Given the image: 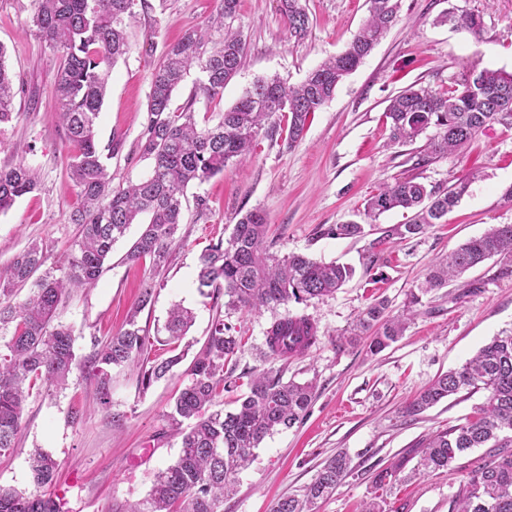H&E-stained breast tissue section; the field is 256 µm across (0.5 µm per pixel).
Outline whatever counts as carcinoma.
I'll return each mask as SVG.
<instances>
[{
	"mask_svg": "<svg viewBox=\"0 0 512 512\" xmlns=\"http://www.w3.org/2000/svg\"><path fill=\"white\" fill-rule=\"evenodd\" d=\"M237 3L216 0L206 26L188 30L168 46L151 73L148 122L136 146L140 158L151 161V170L136 183L114 186L106 160L120 151L121 142H113L108 154H103L96 142V123L111 69L127 52L128 21L135 15L137 0H31L30 27L61 57L54 112L74 147L69 177L82 204L71 221L81 226V233L74 250L57 267L59 274L48 271L34 278L45 263L43 249L35 243L14 258L0 287V452L14 447L28 399L65 389L76 370L95 380L103 405L109 403L114 367L139 369L144 387L176 372L188 355L189 348L181 342L193 315L174 305L165 325L168 356H146V333L137 317L154 298V282L143 284L126 328L95 342L83 361L76 356L71 328L55 321L63 297L72 288L96 283L114 243L141 214L148 215L149 222L126 260L148 257L155 267L163 266L183 220L186 189L250 157L259 130L267 124L273 132L285 127L290 145L302 137L309 117L333 98L341 82L371 54L396 23L401 6V0H370L368 19L343 52L296 86L277 77L256 79L236 104L219 113L215 124L201 127L195 103L223 98L224 87L246 58V40L233 28ZM279 10L292 37L307 36L310 18L302 0H279ZM457 26L478 36L483 22L480 15L466 13L457 18ZM5 56L0 45V124L12 120L16 97L14 75ZM194 68L202 74L197 88L183 107L172 109L175 90ZM385 117L390 119V140L397 144L412 143L427 129L434 130L418 162L448 156L493 124L512 126V73L485 68L443 92L409 86L389 100ZM468 184L469 178L464 177L443 189L414 178L383 185L367 200L364 215L375 221L386 212L402 209L411 218L404 224L377 228L379 236L369 243V257L391 240L413 238L440 223L459 203ZM39 186V174L23 161L0 168V213ZM324 234L355 238L363 236L365 228L351 222L330 226ZM495 256L512 258V224L489 228L434 264L425 282L410 291L402 313L389 315L385 299L369 305L358 316L351 335L340 336L337 342L342 346L367 335L369 352H381L403 335L423 295ZM199 263V287L224 293V306L234 311L320 300L336 293L354 275V268L347 264L271 252L268 224L259 209L242 215L228 239L208 245ZM32 279L35 288L25 301L13 302V287ZM319 341L310 317L279 315L265 330V357L283 361L300 356ZM244 346L234 327L220 316L214 319L206 342L191 361L188 383L165 414L169 431L181 437L178 458L157 475L148 496L130 512H221L224 498L234 492L236 476L249 465L254 449L306 416L316 385L285 382L271 369L251 373L235 410L214 409L224 393L238 388L234 372ZM481 390L484 401L464 422L414 444L420 455L418 465L428 472L449 470L466 452L485 448L487 452L455 494L452 512H512V329L493 337L459 368L437 375L405 405L402 414L417 416L451 396ZM29 466L36 487L54 483L58 463L51 454L34 450ZM403 470L404 463L397 461L372 474L374 497L364 512H385L383 495L401 482ZM348 473L349 459L339 453L317 471L301 496L276 500L270 512H316L317 504ZM0 512H60V507L44 494L0 485Z\"/></svg>",
	"mask_w": 512,
	"mask_h": 512,
	"instance_id": "1",
	"label": "carcinoma"
}]
</instances>
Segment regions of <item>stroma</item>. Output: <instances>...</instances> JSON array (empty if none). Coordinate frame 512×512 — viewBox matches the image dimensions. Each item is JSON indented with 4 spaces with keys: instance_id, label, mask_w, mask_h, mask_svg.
I'll return each mask as SVG.
<instances>
[{
    "instance_id": "stroma-1",
    "label": "stroma",
    "mask_w": 512,
    "mask_h": 512,
    "mask_svg": "<svg viewBox=\"0 0 512 512\" xmlns=\"http://www.w3.org/2000/svg\"><path fill=\"white\" fill-rule=\"evenodd\" d=\"M310 32L291 37L278 0H238L235 25L248 51L239 74L225 87L220 103H197L199 125H211L259 77L301 82L327 57L342 51L369 15L368 0H306ZM215 0H143L128 28V51L112 69L97 121V142L121 151L108 162L113 184L138 181L150 170L135 153L147 122L154 66L168 45L202 26ZM31 0H0V45L15 75L16 116L0 126V167L25 162L40 173L37 191L0 213V276L30 244L41 246L47 267L58 266L79 235L71 215L79 207L68 175L72 151L53 118L60 56L29 29ZM474 13L483 20L480 36L444 22L446 14ZM485 68L512 72V0H402L398 22L364 62L315 112L294 145L259 131L250 160L232 164L201 185L189 186L178 244L162 269L125 255L142 227L134 224L117 242L95 286L67 296L57 320L71 326L75 352L88 356L94 341L118 333L142 285L155 280L154 302L138 315L149 332L148 352H164V325L173 305L192 312L185 340L200 349L216 316L236 328L245 347L242 370H261L264 332L274 314L308 315L320 342L306 355L276 362L283 380L316 383L306 417L293 428L267 437L250 465L238 474L223 512H270L282 496L301 493L327 460L342 452L351 473L319 503L317 512H362L373 497L371 464L407 457L405 481L387 497L404 512H449L450 503L481 449H473L450 469L419 472L413 445L422 436L447 429L469 416L483 393L456 395L422 414L405 418L401 409L439 373L460 367L502 330L512 327V274L492 258L448 287L424 297L404 335L378 354L365 341L337 347L371 302L387 299L400 314L412 288L429 267L467 239L495 224H512V128L488 127L458 152L428 163L417 158L427 142L398 145L389 140L384 114L391 97L414 84L448 87L463 75ZM475 173L459 204L443 223L424 234L380 247L368 261L375 232L362 238L326 235L329 226L365 223L366 199L382 184L413 177L429 186L449 185ZM206 209H198L197 197ZM265 212L269 238L278 254L299 253L318 261L354 267L351 281L333 296L308 303L289 302L277 311H232L223 296L198 285L199 256L249 210ZM108 405H100L93 381L72 374L68 387L52 396L30 397L14 448L0 452V484L33 492L29 457L35 449L58 462L49 492L62 499L63 512H129L150 491L157 474L179 454V439L165 432L164 414L187 384L185 368L142 387L135 371L115 368ZM81 411L78 419L70 408Z\"/></svg>"
}]
</instances>
